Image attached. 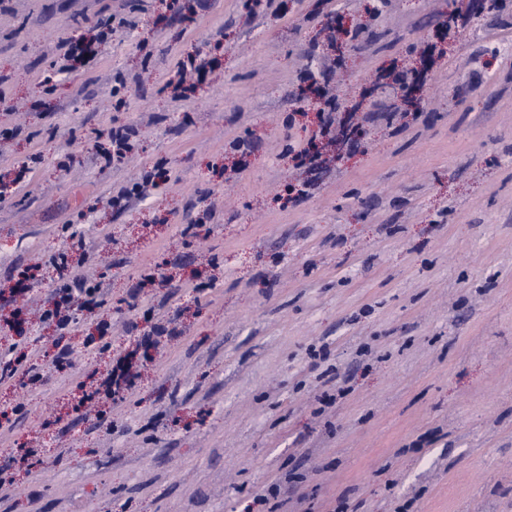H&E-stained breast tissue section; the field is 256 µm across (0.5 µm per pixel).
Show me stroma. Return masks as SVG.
Returning <instances> with one entry per match:
<instances>
[{
    "label": "stroma",
    "mask_w": 512,
    "mask_h": 512,
    "mask_svg": "<svg viewBox=\"0 0 512 512\" xmlns=\"http://www.w3.org/2000/svg\"><path fill=\"white\" fill-rule=\"evenodd\" d=\"M447 17L448 0H0V174L32 167L0 197V354L46 366L0 383V459L40 453L0 512H512V5L458 16L415 108L386 75ZM107 19L99 55L57 72L59 43ZM192 59L206 79L170 86ZM310 82L337 117L382 120L317 137ZM118 126L136 135L113 167ZM313 137L326 168L296 159ZM151 170V196L113 206ZM63 251L106 291L64 334L36 314ZM164 315L176 335L141 345ZM121 356L140 375L90 427L73 395Z\"/></svg>",
    "instance_id": "35a3bbf8"
}]
</instances>
